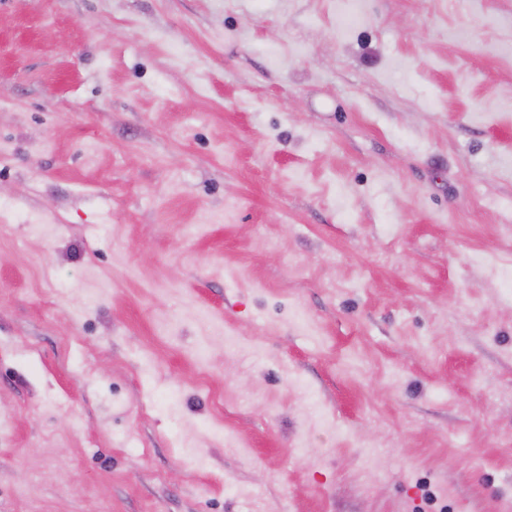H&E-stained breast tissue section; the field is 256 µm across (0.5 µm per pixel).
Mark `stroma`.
Segmentation results:
<instances>
[{"instance_id":"1","label":"stroma","mask_w":512,"mask_h":512,"mask_svg":"<svg viewBox=\"0 0 512 512\" xmlns=\"http://www.w3.org/2000/svg\"><path fill=\"white\" fill-rule=\"evenodd\" d=\"M340 8L0 0V512H512V0Z\"/></svg>"}]
</instances>
